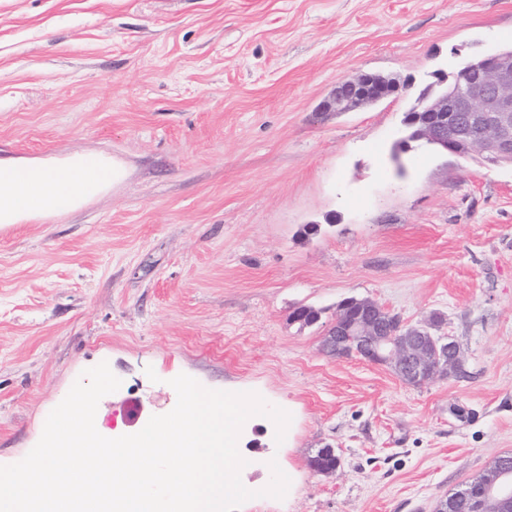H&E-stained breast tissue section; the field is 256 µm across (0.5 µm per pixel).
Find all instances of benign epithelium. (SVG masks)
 <instances>
[{"mask_svg": "<svg viewBox=\"0 0 512 512\" xmlns=\"http://www.w3.org/2000/svg\"><path fill=\"white\" fill-rule=\"evenodd\" d=\"M442 90L424 99L417 112H429L433 119L412 135L397 140L396 159L424 142L441 151L451 141L465 138L472 150L490 155L497 166H512V53L487 56L468 67L456 83L448 74L437 73ZM399 91L373 83L368 73L339 81L323 101V112H350L365 99L381 100ZM357 314H339L321 340V351L336 358L355 356L374 365H387L408 385H421L448 376L464 366L458 342L437 336L432 324L407 327L373 299L361 300ZM341 460L327 446L310 462L313 471L332 474ZM512 512V457L501 456L480 487L463 485L452 497H442L435 512Z\"/></svg>", "mask_w": 512, "mask_h": 512, "instance_id": "7a95c632", "label": "benign epithelium"}]
</instances>
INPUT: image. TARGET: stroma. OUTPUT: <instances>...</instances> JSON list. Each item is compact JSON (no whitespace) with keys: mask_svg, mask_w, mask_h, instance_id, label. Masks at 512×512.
Masks as SVG:
<instances>
[{"mask_svg":"<svg viewBox=\"0 0 512 512\" xmlns=\"http://www.w3.org/2000/svg\"><path fill=\"white\" fill-rule=\"evenodd\" d=\"M512 46V0H0V157L96 153L123 178L0 230V465L84 370L119 389L95 426L140 431L187 374L292 415L244 424L239 512H434L512 454V167L421 146L402 118L436 70ZM360 72L409 90L319 113ZM439 316L467 379L422 387L331 359L347 297ZM320 320L293 323L295 308ZM341 465L309 466L319 448Z\"/></svg>","mask_w":512,"mask_h":512,"instance_id":"obj_1","label":"stroma"}]
</instances>
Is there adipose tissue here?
I'll return each mask as SVG.
<instances>
[{"label":"adipose tissue","instance_id":"obj_1","mask_svg":"<svg viewBox=\"0 0 512 512\" xmlns=\"http://www.w3.org/2000/svg\"><path fill=\"white\" fill-rule=\"evenodd\" d=\"M119 175V168L103 156L28 164L0 159V228L79 207L105 192Z\"/></svg>","mask_w":512,"mask_h":512}]
</instances>
